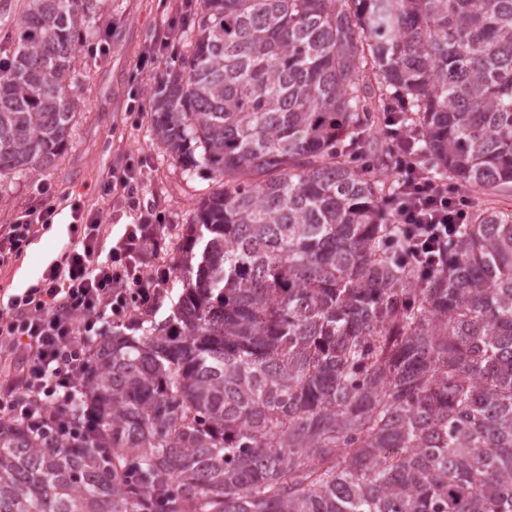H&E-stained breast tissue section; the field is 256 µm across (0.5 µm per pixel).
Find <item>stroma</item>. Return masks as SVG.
<instances>
[{
	"label": "stroma",
	"mask_w": 512,
	"mask_h": 512,
	"mask_svg": "<svg viewBox=\"0 0 512 512\" xmlns=\"http://www.w3.org/2000/svg\"><path fill=\"white\" fill-rule=\"evenodd\" d=\"M200 10L201 0H99L85 25L88 36L76 47L71 92L79 107L68 143L38 172L0 182V225L35 205L41 186L79 200L87 210L122 211V223H132L135 213L123 212L121 203L99 190L109 167L128 162L143 172L142 203L160 213L165 226L161 247L148 256V263L180 262L185 230L216 184L207 172L184 173L155 134L152 104L167 66L187 50L185 21ZM170 27L176 38L163 42ZM150 45L157 58L141 66V55ZM68 221L64 212L41 230L19 261L0 270V286L24 288L37 282L58 256Z\"/></svg>",
	"instance_id": "stroma-1"
}]
</instances>
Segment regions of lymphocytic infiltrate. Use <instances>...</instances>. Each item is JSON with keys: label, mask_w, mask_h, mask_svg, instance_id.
<instances>
[{"label": "lymphocytic infiltrate", "mask_w": 512, "mask_h": 512, "mask_svg": "<svg viewBox=\"0 0 512 512\" xmlns=\"http://www.w3.org/2000/svg\"><path fill=\"white\" fill-rule=\"evenodd\" d=\"M396 202L392 223L401 230V250L422 274H432L444 247L470 219V202L422 166L406 137L392 147ZM143 184L139 168L111 167L101 184L104 195L139 207ZM68 206V235L60 254L35 285L0 292V375L6 391L0 413L13 420H57L65 411L87 364V346L100 324L120 322L154 307L174 264L147 266L144 256L157 248L163 226L153 211L114 232L102 213L79 201L63 203L44 195L38 205L0 225V268L18 261L41 229Z\"/></svg>", "instance_id": "1"}]
</instances>
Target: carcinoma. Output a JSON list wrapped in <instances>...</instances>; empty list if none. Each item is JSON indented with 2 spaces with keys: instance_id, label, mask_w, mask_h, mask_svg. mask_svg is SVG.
Returning a JSON list of instances; mask_svg holds the SVG:
<instances>
[{
  "instance_id": "1",
  "label": "carcinoma",
  "mask_w": 512,
  "mask_h": 512,
  "mask_svg": "<svg viewBox=\"0 0 512 512\" xmlns=\"http://www.w3.org/2000/svg\"><path fill=\"white\" fill-rule=\"evenodd\" d=\"M97 0H30L0 181L68 141ZM154 96L204 198L163 320L90 344L68 430L0 420V512H512V224L429 276L358 163L379 103L464 187L512 185V0H202ZM378 76L377 84L366 71Z\"/></svg>"
}]
</instances>
